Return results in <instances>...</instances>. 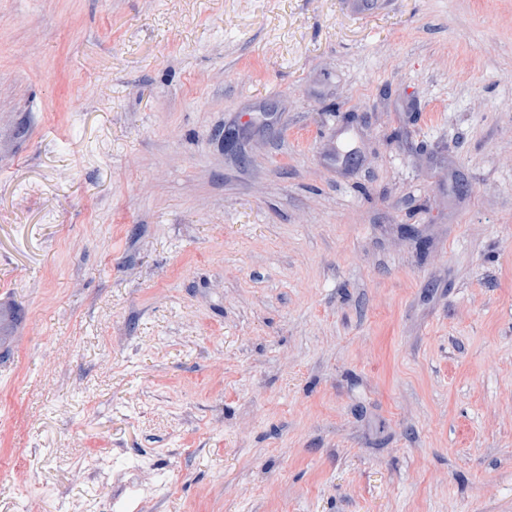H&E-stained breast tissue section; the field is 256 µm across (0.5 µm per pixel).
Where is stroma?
I'll return each mask as SVG.
<instances>
[{
	"label": "stroma",
	"instance_id": "obj_1",
	"mask_svg": "<svg viewBox=\"0 0 512 512\" xmlns=\"http://www.w3.org/2000/svg\"><path fill=\"white\" fill-rule=\"evenodd\" d=\"M116 500L512 512V0H0V512Z\"/></svg>",
	"mask_w": 512,
	"mask_h": 512
}]
</instances>
